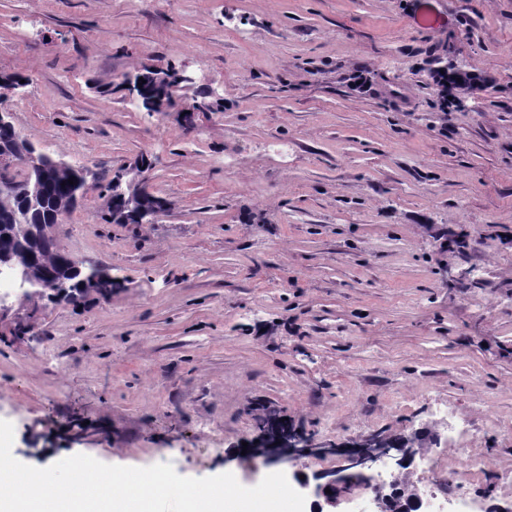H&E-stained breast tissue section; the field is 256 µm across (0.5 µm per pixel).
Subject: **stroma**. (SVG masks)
<instances>
[{"mask_svg": "<svg viewBox=\"0 0 512 512\" xmlns=\"http://www.w3.org/2000/svg\"><path fill=\"white\" fill-rule=\"evenodd\" d=\"M446 64L491 82L442 110ZM146 67L184 77L159 112L125 83ZM13 72L16 130L89 172L60 246L118 279L8 301L15 459L280 471L323 512L336 456L243 451L277 409L322 445L431 431L421 484L452 496L464 447L490 461L469 495L512 503V0H0ZM141 159L166 208L106 223Z\"/></svg>", "mask_w": 512, "mask_h": 512, "instance_id": "obj_1", "label": "stroma"}]
</instances>
